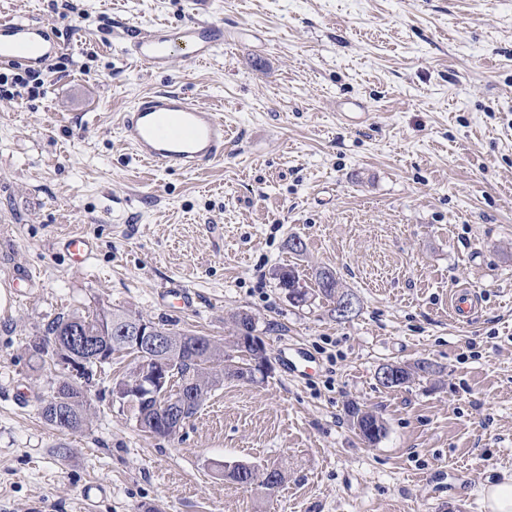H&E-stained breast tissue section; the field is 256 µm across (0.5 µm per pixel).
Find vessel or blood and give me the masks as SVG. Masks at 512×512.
<instances>
[{
  "label": "vessel or blood",
  "mask_w": 512,
  "mask_h": 512,
  "mask_svg": "<svg viewBox=\"0 0 512 512\" xmlns=\"http://www.w3.org/2000/svg\"><path fill=\"white\" fill-rule=\"evenodd\" d=\"M192 49L194 60H209L224 44L221 23L190 14L177 27L160 26L148 31L129 30L126 53L152 70L171 65V49L177 42ZM61 42L44 24L12 18L0 20V66L40 68L57 56ZM120 132L139 158L154 165L194 171L224 157V118L217 110L200 105L185 91L159 92L122 113ZM64 246L74 268H81L92 253L89 238L68 235ZM449 309L460 322H469L478 306L476 295L456 288L448 295Z\"/></svg>",
  "instance_id": "vessel-or-blood-1"
}]
</instances>
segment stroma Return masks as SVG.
<instances>
[{
  "instance_id": "35a3bbf8",
  "label": "stroma",
  "mask_w": 512,
  "mask_h": 512,
  "mask_svg": "<svg viewBox=\"0 0 512 512\" xmlns=\"http://www.w3.org/2000/svg\"><path fill=\"white\" fill-rule=\"evenodd\" d=\"M193 7L0 0L70 60L44 97L0 100V512H486L484 488L512 478V0H209L214 58L182 46L150 71L125 54L126 27L177 26ZM164 90L223 113L222 160L136 159L117 119ZM72 233L95 245L80 269L60 246ZM288 266L310 289L335 272L355 313L292 305ZM175 282L193 310L167 308ZM461 285L481 298L464 326L448 311ZM103 306L223 342L247 312L273 369L224 380L157 439L113 396L134 365L117 355L87 425L57 430L41 408L67 373L28 345ZM292 345L311 377L284 372ZM418 360L432 376L379 384L380 364ZM352 403L384 419L379 442L353 429ZM222 462H284L288 479L267 498Z\"/></svg>"
}]
</instances>
